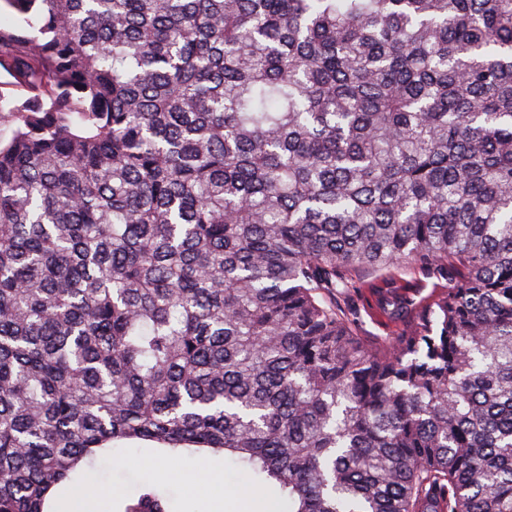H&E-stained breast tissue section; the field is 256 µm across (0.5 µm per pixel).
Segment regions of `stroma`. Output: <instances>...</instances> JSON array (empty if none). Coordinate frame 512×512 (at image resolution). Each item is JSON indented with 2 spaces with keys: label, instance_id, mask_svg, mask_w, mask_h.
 Listing matches in <instances>:
<instances>
[{
  "label": "stroma",
  "instance_id": "obj_1",
  "mask_svg": "<svg viewBox=\"0 0 512 512\" xmlns=\"http://www.w3.org/2000/svg\"><path fill=\"white\" fill-rule=\"evenodd\" d=\"M164 460L149 449L116 452L102 467L101 474L86 478L87 490L83 505L96 506L98 512H119L118 501L113 500L115 489H130L148 482L174 495L176 512H257L258 501L246 497L245 487L234 478L233 465L223 459L180 464L179 475H156Z\"/></svg>",
  "mask_w": 512,
  "mask_h": 512
}]
</instances>
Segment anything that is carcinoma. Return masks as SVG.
Segmentation results:
<instances>
[{
    "label": "carcinoma",
    "mask_w": 512,
    "mask_h": 512,
    "mask_svg": "<svg viewBox=\"0 0 512 512\" xmlns=\"http://www.w3.org/2000/svg\"><path fill=\"white\" fill-rule=\"evenodd\" d=\"M0 1V512L137 443L262 512H512V0ZM407 267L448 286L348 277Z\"/></svg>",
    "instance_id": "carcinoma-1"
}]
</instances>
